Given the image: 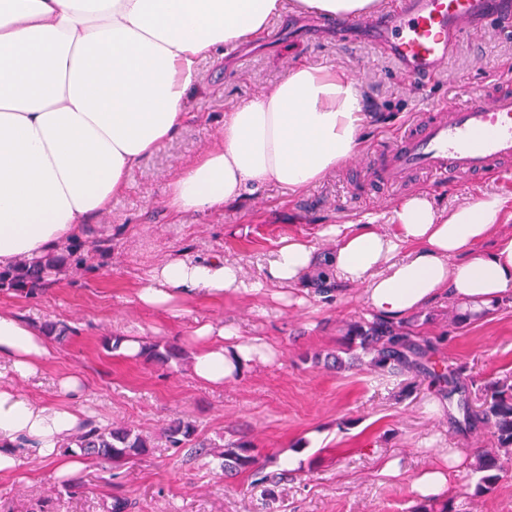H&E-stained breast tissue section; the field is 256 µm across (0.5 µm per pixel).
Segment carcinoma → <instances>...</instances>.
<instances>
[{
	"instance_id": "carcinoma-1",
	"label": "carcinoma",
	"mask_w": 512,
	"mask_h": 512,
	"mask_svg": "<svg viewBox=\"0 0 512 512\" xmlns=\"http://www.w3.org/2000/svg\"><path fill=\"white\" fill-rule=\"evenodd\" d=\"M81 245L69 247L67 252L50 254L38 260L22 259L16 268L0 272V287L13 288L29 295L46 286L49 277L69 262L81 261ZM347 347H359L369 357L367 365L389 373L418 372L430 378V383L444 388V396L451 400L459 395L457 408L462 412L459 427L467 429L482 424L491 432L495 447L483 448L469 464V469L479 475L475 494L491 492L505 471V463L512 461V377L485 384L460 381V373L450 370L443 373L431 367V355L436 343L410 333L406 327L374 319L350 326L345 337ZM474 387L479 406L473 408L466 392ZM195 426L184 420L167 429V442L171 448H184L192 442ZM65 448H79L117 467L126 460L141 455L149 448L148 441L132 426H97L92 423L63 444ZM251 446L244 442H231L220 452V467L227 470L246 469L255 464L250 454Z\"/></svg>"
}]
</instances>
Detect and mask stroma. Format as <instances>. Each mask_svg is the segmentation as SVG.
Returning <instances> with one entry per match:
<instances>
[{"label":"stroma","mask_w":512,"mask_h":512,"mask_svg":"<svg viewBox=\"0 0 512 512\" xmlns=\"http://www.w3.org/2000/svg\"><path fill=\"white\" fill-rule=\"evenodd\" d=\"M297 63L328 66L356 81L371 114L359 135L367 151L392 141L419 112L448 102L458 87L482 92L512 74V33L487 25L423 91L410 87L362 32L345 42L316 15L292 9L272 18L257 41L219 48L201 61L177 134L141 161L127 190L89 227L88 243L104 240L107 249H82L81 263L64 267L37 294L0 290V310L30 322L52 346L35 376L8 371L1 378L34 399L66 404L71 400L57 382L77 376L83 394L76 403L86 419L134 425L150 446L116 479L108 464L84 456L69 486L20 453L14 471L0 475V512H110L116 495L132 500L133 512H415L422 501L410 485L429 467L452 469L455 512H512V472L480 497L466 478L467 460L493 445L486 429L458 431L457 407L424 375L392 376L348 354L349 326L374 318L360 288L338 282L305 293L264 285L282 239L320 247L326 225L371 221L390 232L407 193L426 192L448 210L488 194L512 199V184L491 177L435 188L414 180L404 190H382L343 164L297 192L247 191L237 202L186 216L167 207V182L217 144L225 114L272 90ZM178 255L228 260L263 287L218 301L180 300L169 311L140 305L135 294L147 271ZM455 317L443 296L406 324L414 335L440 338L436 366H463L465 379L481 383L512 375V293L466 323ZM206 322L237 325L244 338L267 345L269 360L220 387L200 382L192 371L195 330ZM119 336H143L177 355L132 359L114 346ZM336 357L341 366H333ZM178 418L191 420L206 442H250L270 482L254 483L247 470L224 476L217 456L169 447L165 433ZM290 452L299 460L288 470L282 459ZM389 461L397 475L384 474Z\"/></svg>","instance_id":"stroma-1"}]
</instances>
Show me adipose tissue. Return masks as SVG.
Instances as JSON below:
<instances>
[{
  "instance_id": "adipose-tissue-1",
  "label": "adipose tissue",
  "mask_w": 512,
  "mask_h": 512,
  "mask_svg": "<svg viewBox=\"0 0 512 512\" xmlns=\"http://www.w3.org/2000/svg\"><path fill=\"white\" fill-rule=\"evenodd\" d=\"M289 1L324 17L372 14L381 3L0 0V271L80 242L133 168L178 131L199 60L256 38ZM365 123L356 81L295 66L273 90L228 112L217 146L168 182L167 204L188 215L249 188L302 190L356 154ZM505 205L486 196L444 213L412 194L394 209V232L327 225L322 234L334 247L324 257L306 241H282L269 281L299 289L322 276L359 285L370 309L395 322L443 294L460 315L482 314L512 292V234L497 231ZM248 288L233 263L173 258L149 270L136 299L165 309L198 293ZM196 334L194 374L213 385L242 376L260 351L232 326L205 323ZM50 354L39 329L0 311V363L30 377ZM83 423L78 408L0 382V474L16 468L21 446L57 474H75L83 463L63 458L62 444Z\"/></svg>"
}]
</instances>
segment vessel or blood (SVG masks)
<instances>
[{
    "instance_id": "1",
    "label": "vessel or blood",
    "mask_w": 512,
    "mask_h": 512,
    "mask_svg": "<svg viewBox=\"0 0 512 512\" xmlns=\"http://www.w3.org/2000/svg\"><path fill=\"white\" fill-rule=\"evenodd\" d=\"M490 22L511 23L512 0H392L383 14L336 19L332 26L344 37L363 31L421 88ZM355 169L366 184L392 190L421 178L440 184L451 176H511L512 93L459 89L447 108L419 114Z\"/></svg>"
}]
</instances>
